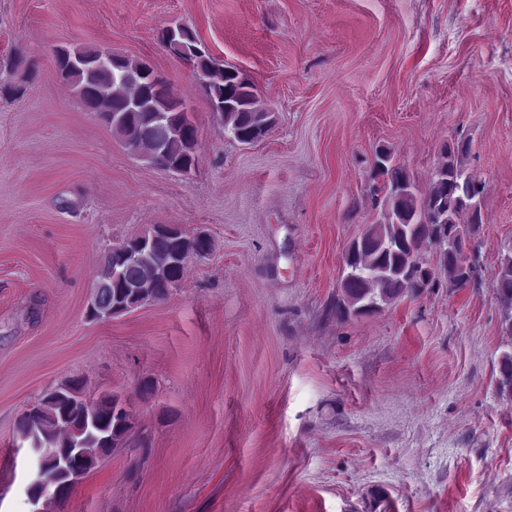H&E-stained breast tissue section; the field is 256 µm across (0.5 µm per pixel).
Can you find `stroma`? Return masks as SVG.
<instances>
[{"label": "stroma", "instance_id": "stroma-1", "mask_svg": "<svg viewBox=\"0 0 512 512\" xmlns=\"http://www.w3.org/2000/svg\"><path fill=\"white\" fill-rule=\"evenodd\" d=\"M192 28L274 124L224 135L158 40ZM150 63L190 106L199 162L149 167L56 74L57 47ZM0 512H30L17 416L71 377L137 430L61 512H512V400L491 277L512 248V0H0ZM468 142L484 185L480 270L376 313L336 307L354 208L390 148L419 190ZM153 224L203 232L162 302L87 304L104 247ZM150 382L152 393L138 388Z\"/></svg>", "mask_w": 512, "mask_h": 512}]
</instances>
